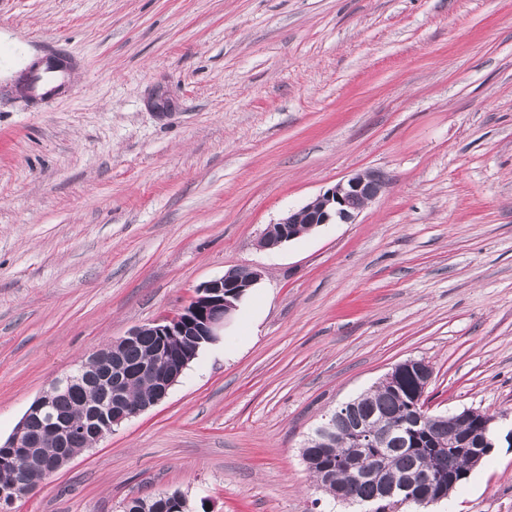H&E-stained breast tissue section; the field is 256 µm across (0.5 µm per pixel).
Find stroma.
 Wrapping results in <instances>:
<instances>
[{"label":"stroma","mask_w":512,"mask_h":512,"mask_svg":"<svg viewBox=\"0 0 512 512\" xmlns=\"http://www.w3.org/2000/svg\"><path fill=\"white\" fill-rule=\"evenodd\" d=\"M71 63L32 103L29 64ZM360 171L386 191L269 251ZM262 270L168 397L9 512H358L326 414L408 359L430 413L512 430V0H0V443L97 348ZM424 512H512L500 443ZM396 368H400L399 373L401 375L420 381L425 388L428 387L433 376L431 366L423 360L408 359L397 364ZM127 503L124 505L123 512H189L188 501L178 490L133 498ZM130 503L131 507L127 511ZM145 503L146 508L144 507Z\"/></svg>","instance_id":"stroma-1"}]
</instances>
